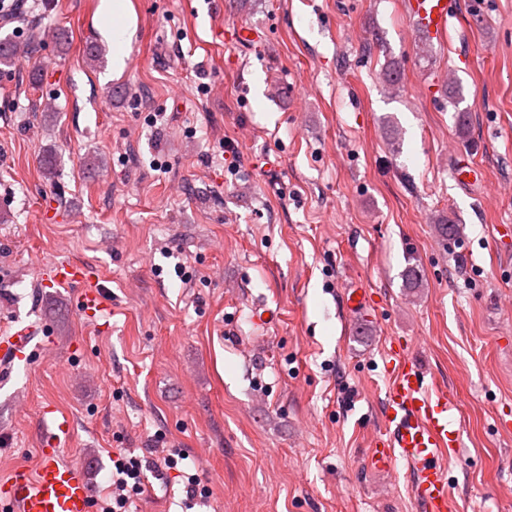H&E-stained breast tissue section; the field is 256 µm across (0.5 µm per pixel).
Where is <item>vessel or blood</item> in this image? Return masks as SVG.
Masks as SVG:
<instances>
[{"label":"vessel or blood","instance_id":"1","mask_svg":"<svg viewBox=\"0 0 512 512\" xmlns=\"http://www.w3.org/2000/svg\"><path fill=\"white\" fill-rule=\"evenodd\" d=\"M455 0H406L410 30L423 46L446 40L454 16ZM59 286L81 284L85 271L65 261L50 273ZM34 327L26 326L0 340V367L29 362L35 350ZM389 383L384 396V425L369 462L386 470L403 463L412 475L411 493L418 512H450L451 476L448 456L458 445V431L451 417L454 398L429 382L408 357L407 346L391 341L388 349ZM52 438L35 466H19L0 484V504L9 512H94V499L83 465L65 463Z\"/></svg>","mask_w":512,"mask_h":512}]
</instances>
